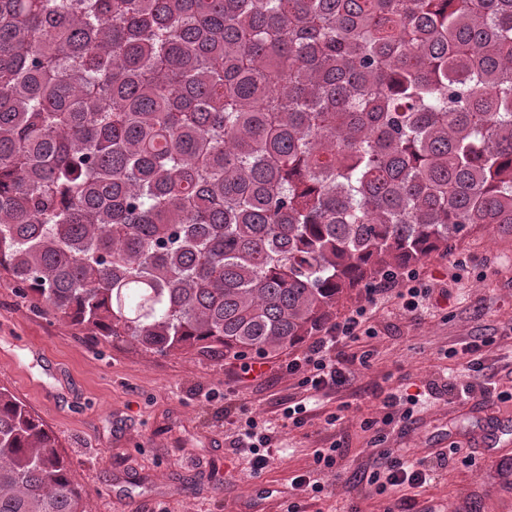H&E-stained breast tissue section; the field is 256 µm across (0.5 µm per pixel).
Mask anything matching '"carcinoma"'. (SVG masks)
<instances>
[{"label": "carcinoma", "mask_w": 512, "mask_h": 512, "mask_svg": "<svg viewBox=\"0 0 512 512\" xmlns=\"http://www.w3.org/2000/svg\"><path fill=\"white\" fill-rule=\"evenodd\" d=\"M512 228V0H0V270L105 340L264 358ZM0 387V512H86Z\"/></svg>", "instance_id": "obj_1"}]
</instances>
